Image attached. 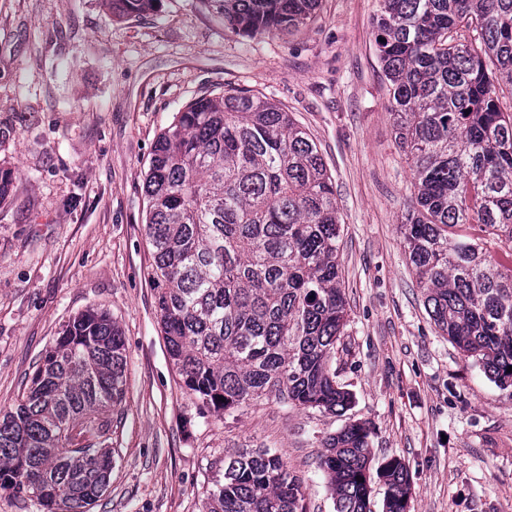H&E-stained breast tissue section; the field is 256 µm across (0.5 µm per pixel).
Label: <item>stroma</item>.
Returning a JSON list of instances; mask_svg holds the SVG:
<instances>
[{"mask_svg": "<svg viewBox=\"0 0 512 512\" xmlns=\"http://www.w3.org/2000/svg\"><path fill=\"white\" fill-rule=\"evenodd\" d=\"M380 0H321L283 38L225 25L214 0H155L113 18L104 0H0V412L13 410L68 320L107 311L125 342L111 416L112 481L90 512H200L225 453L271 448L308 512H334L323 441L360 420L375 462L401 459L408 512H512V388L441 336L398 224L412 171L378 57ZM281 104L336 189L348 321L331 367L345 415L269 396L217 417L184 387L149 277L145 175L155 140L205 91Z\"/></svg>", "mask_w": 512, "mask_h": 512, "instance_id": "obj_1", "label": "stroma"}]
</instances>
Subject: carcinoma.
Listing matches in <instances>:
<instances>
[{
	"instance_id": "obj_1",
	"label": "carcinoma",
	"mask_w": 512,
	"mask_h": 512,
	"mask_svg": "<svg viewBox=\"0 0 512 512\" xmlns=\"http://www.w3.org/2000/svg\"><path fill=\"white\" fill-rule=\"evenodd\" d=\"M140 16L154 0H107ZM321 0H215L249 35L292 34ZM376 41L396 139L411 163L399 230L441 335L512 387V0H381ZM152 282L167 352L184 387L218 414L275 394L344 414L352 393L330 369L347 323L340 224L317 144L288 112L248 91L204 94L158 136L144 183ZM478 228L473 238L463 229ZM510 257L495 258L489 246ZM109 315L72 318L28 390L0 417V489L44 512H85L112 476L109 411L126 358ZM98 442L72 447L71 429ZM371 429L324 441L334 512H405L408 468H371ZM202 512H307L300 478L268 448L224 455Z\"/></svg>"
}]
</instances>
